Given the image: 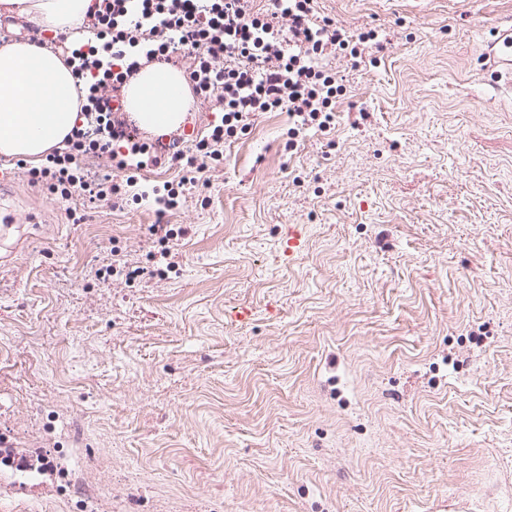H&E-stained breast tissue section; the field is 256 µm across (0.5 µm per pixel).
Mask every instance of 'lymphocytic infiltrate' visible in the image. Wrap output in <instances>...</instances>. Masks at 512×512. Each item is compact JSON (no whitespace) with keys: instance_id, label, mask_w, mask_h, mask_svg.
Returning <instances> with one entry per match:
<instances>
[{"instance_id":"1","label":"lymphocytic infiltrate","mask_w":512,"mask_h":512,"mask_svg":"<svg viewBox=\"0 0 512 512\" xmlns=\"http://www.w3.org/2000/svg\"><path fill=\"white\" fill-rule=\"evenodd\" d=\"M82 27L87 41L68 61L83 83L87 123L72 129L63 150L28 169V181L58 201L78 195L89 207L121 210L141 170L180 167L157 198L162 215L196 194L201 168L220 166L225 142L261 113L287 111L292 138L333 129L347 91L335 60L356 70L376 65L384 49L376 29L347 30L320 12L318 0H92ZM145 61L183 66L200 104L215 112L194 156L155 152L114 120L118 91ZM92 156L107 159L111 173L91 176Z\"/></svg>"}]
</instances>
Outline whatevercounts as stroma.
<instances>
[{
  "label": "stroma",
  "mask_w": 512,
  "mask_h": 512,
  "mask_svg": "<svg viewBox=\"0 0 512 512\" xmlns=\"http://www.w3.org/2000/svg\"><path fill=\"white\" fill-rule=\"evenodd\" d=\"M388 40L331 134L262 114L168 221L32 188L0 267V512H512V92L482 49L512 0H319ZM304 229L297 260L289 225ZM149 231L152 235H156V241L164 246V248L159 251L160 259L157 261V265L152 271V275L165 277L168 272H172L179 266V261L176 260L178 253L172 252L169 247H166L169 240L177 233L170 228L169 224H161L160 220L157 221V224H151ZM159 232H163V235L158 236ZM118 250H113L112 252V264L108 265L105 269V277H112V281H124L126 284L131 283L134 279L141 276L144 270L140 267H134L128 263V261L123 260L121 257H118ZM118 257V258H114Z\"/></svg>",
  "instance_id": "obj_1"
}]
</instances>
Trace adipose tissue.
<instances>
[{
  "label": "adipose tissue",
  "mask_w": 512,
  "mask_h": 512,
  "mask_svg": "<svg viewBox=\"0 0 512 512\" xmlns=\"http://www.w3.org/2000/svg\"><path fill=\"white\" fill-rule=\"evenodd\" d=\"M9 2L56 35L71 33L90 6V0ZM191 105L186 79L170 67H144L125 93L126 110L158 134L181 126ZM82 119L76 78L62 54L30 41L0 46V156L40 162Z\"/></svg>",
  "instance_id": "obj_1"
}]
</instances>
